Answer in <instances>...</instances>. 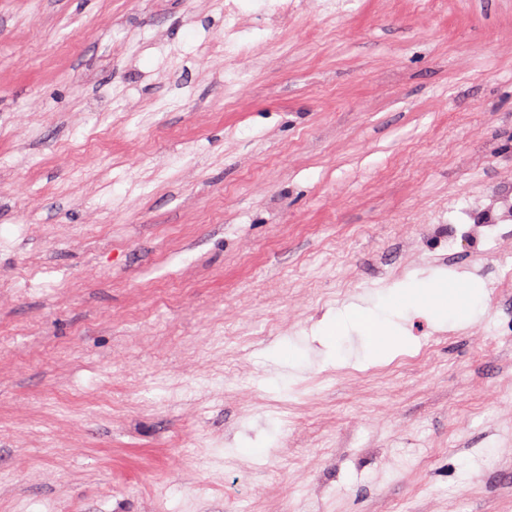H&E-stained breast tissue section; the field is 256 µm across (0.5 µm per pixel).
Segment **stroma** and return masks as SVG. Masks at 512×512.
Wrapping results in <instances>:
<instances>
[{
  "instance_id": "stroma-1",
  "label": "stroma",
  "mask_w": 512,
  "mask_h": 512,
  "mask_svg": "<svg viewBox=\"0 0 512 512\" xmlns=\"http://www.w3.org/2000/svg\"><path fill=\"white\" fill-rule=\"evenodd\" d=\"M225 1L0 0V512H512V0ZM455 287L435 289L425 283L413 288L399 289L391 296V305L399 307L405 304L430 307L442 316H470L476 310L478 300L469 291L464 296L456 293ZM345 315L356 328L372 340V353L385 354L393 349L394 336H389L386 333L383 323L374 313L355 305Z\"/></svg>"
}]
</instances>
